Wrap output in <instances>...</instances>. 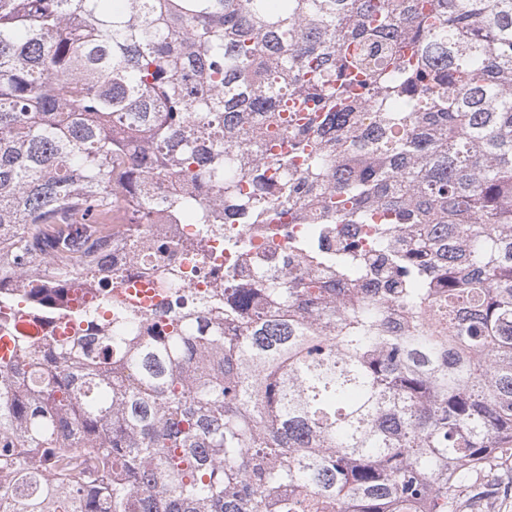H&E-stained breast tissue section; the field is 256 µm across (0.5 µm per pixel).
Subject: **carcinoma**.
<instances>
[{"label": "carcinoma", "instance_id": "1", "mask_svg": "<svg viewBox=\"0 0 512 512\" xmlns=\"http://www.w3.org/2000/svg\"><path fill=\"white\" fill-rule=\"evenodd\" d=\"M159 211L168 324L108 275ZM286 215L376 228L224 279ZM511 463L512 0H0V512H479Z\"/></svg>", "mask_w": 512, "mask_h": 512}]
</instances>
